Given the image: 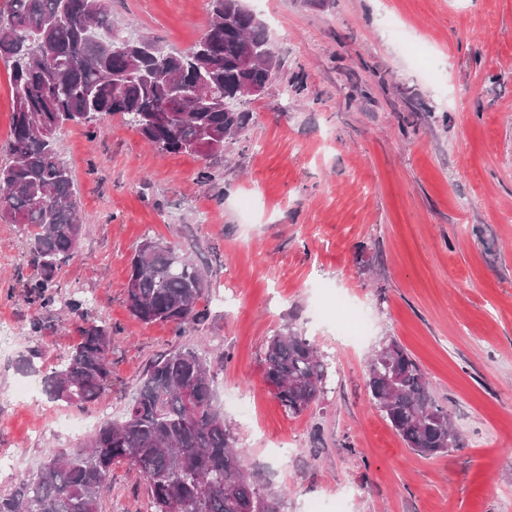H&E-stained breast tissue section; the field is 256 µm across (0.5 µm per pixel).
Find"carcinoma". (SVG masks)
Here are the masks:
<instances>
[{
	"label": "carcinoma",
	"instance_id": "cac0c4a2",
	"mask_svg": "<svg viewBox=\"0 0 512 512\" xmlns=\"http://www.w3.org/2000/svg\"><path fill=\"white\" fill-rule=\"evenodd\" d=\"M235 0H212L208 30L190 53L133 56L116 48L107 0H10L0 14V59L12 68V116L0 165V218L26 235L38 278L27 284L31 302L58 303L80 318L86 300L58 292L56 273L77 250L85 217L56 132L66 123L121 115L144 140L165 154L203 156L224 150L246 126L238 101L246 83L265 86L276 59L265 24L254 13L233 11ZM249 46L256 62L243 67ZM205 292L197 262L175 245L155 240L138 246L126 288L132 316L165 323L183 335L199 323ZM38 350L18 359V369L41 376L43 394L79 412L112 389V330L87 323L82 341L43 374ZM328 366L309 339L293 330L270 338L265 380L292 415L324 392ZM211 360L193 346L152 359L138 392L119 421L95 429L76 448L52 449L38 470L10 494L0 512H101L112 467L125 464L146 482L152 512H279L280 498L256 472L242 466L244 449L216 409ZM366 388L373 405L408 448L434 456L456 448L460 434L433 398L419 364L396 340L368 363Z\"/></svg>",
	"mask_w": 512,
	"mask_h": 512
}]
</instances>
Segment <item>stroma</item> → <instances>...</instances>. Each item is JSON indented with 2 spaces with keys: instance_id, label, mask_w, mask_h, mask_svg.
<instances>
[{
  "instance_id": "35a3bbf8",
  "label": "stroma",
  "mask_w": 512,
  "mask_h": 512,
  "mask_svg": "<svg viewBox=\"0 0 512 512\" xmlns=\"http://www.w3.org/2000/svg\"><path fill=\"white\" fill-rule=\"evenodd\" d=\"M280 63L223 152L162 155L120 117L66 124L57 147L86 218L62 286L112 328V389L93 405L121 419L146 363L205 350L213 389L282 512H512V0H245ZM115 27L168 52L205 35L210 0H109ZM209 169L213 179L200 183ZM148 237L191 254L208 290L196 330L143 324L126 302L130 258ZM28 241L0 219V493L36 471L67 407L18 401L20 355L42 371L80 341L59 308L28 303ZM365 316L345 342L325 294ZM294 328L330 364L298 416L272 395L264 351ZM397 339L461 436L422 456L375 409L368 358ZM101 512H150L144 480L114 467Z\"/></svg>"
}]
</instances>
